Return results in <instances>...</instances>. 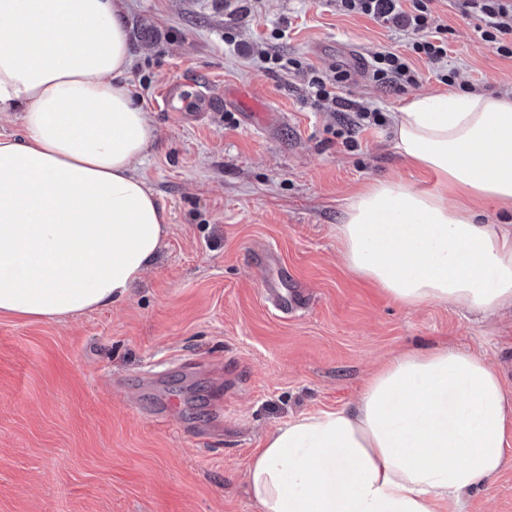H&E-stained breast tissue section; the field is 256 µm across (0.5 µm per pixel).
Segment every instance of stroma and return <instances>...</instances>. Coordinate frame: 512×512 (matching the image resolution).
I'll use <instances>...</instances> for the list:
<instances>
[{
	"mask_svg": "<svg viewBox=\"0 0 512 512\" xmlns=\"http://www.w3.org/2000/svg\"><path fill=\"white\" fill-rule=\"evenodd\" d=\"M130 84L156 131L140 171L170 217L155 264L128 299L62 321L0 315V512H259L246 473L277 427L355 402L407 350L459 346L512 390V306L490 317L448 304L399 306L352 275L336 243L347 198L377 180L430 187L394 147L391 124L338 131L353 112L305 100L302 73L268 70L258 50L348 71L341 95L393 112L417 93L512 91V58L477 32L462 0H435L452 84L423 67L396 92L367 64L402 35L334 0H125ZM193 101L247 89L176 119ZM273 250L308 295L283 317L263 297L257 249ZM176 403L162 418L163 400ZM464 512H512V459Z\"/></svg>",
	"mask_w": 512,
	"mask_h": 512,
	"instance_id": "obj_1",
	"label": "stroma"
}]
</instances>
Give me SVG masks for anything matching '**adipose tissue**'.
Here are the masks:
<instances>
[{
	"label": "adipose tissue",
	"mask_w": 512,
	"mask_h": 512,
	"mask_svg": "<svg viewBox=\"0 0 512 512\" xmlns=\"http://www.w3.org/2000/svg\"><path fill=\"white\" fill-rule=\"evenodd\" d=\"M121 0H0V314L63 320L125 301L167 236L139 174L155 132L127 83ZM395 148L433 175L368 184L344 206L346 268L395 303L484 316L512 303V92L416 94ZM512 447V392L448 345L392 357L350 407L302 416L254 453L259 512H445L488 488Z\"/></svg>",
	"instance_id": "adipose-tissue-1"
}]
</instances>
